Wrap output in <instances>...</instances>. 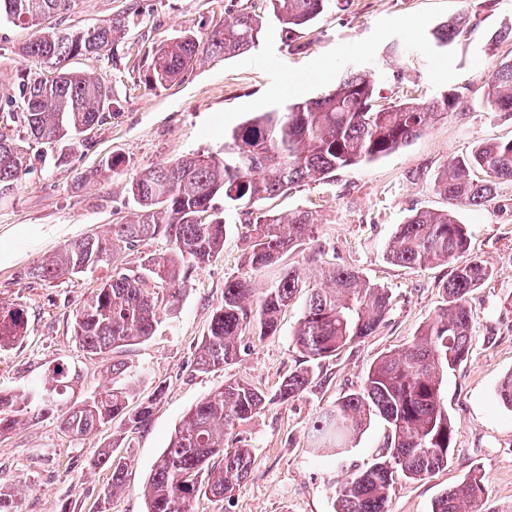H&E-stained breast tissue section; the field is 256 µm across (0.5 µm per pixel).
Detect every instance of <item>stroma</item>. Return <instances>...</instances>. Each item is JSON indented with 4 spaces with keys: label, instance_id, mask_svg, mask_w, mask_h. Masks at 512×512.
Segmentation results:
<instances>
[{
    "label": "stroma",
    "instance_id": "35a3bbf8",
    "mask_svg": "<svg viewBox=\"0 0 512 512\" xmlns=\"http://www.w3.org/2000/svg\"><path fill=\"white\" fill-rule=\"evenodd\" d=\"M246 12L264 22L258 46L226 59L199 58L176 81L146 89L147 55L155 42L186 30L204 37ZM133 13L141 24L126 34L115 55L69 62L71 69L111 81L117 100L111 119L87 131L85 143L64 162L44 145L24 141L33 166L10 192L0 194V304L21 305L28 314L23 342L0 351V389L25 390L48 366L64 362L80 374L75 397L81 400L108 385L104 367L117 358L141 372L139 399L153 397L160 386L166 392L156 399L150 425L140 434L125 432L114 420L76 438L48 417L21 422L0 438V484L20 492L21 512H97L98 495L111 473L92 462L107 450L128 460L125 490L113 498L111 512H146L143 488L149 473L192 407L227 378L271 393L299 367L293 331L306 302L302 292L290 301L278 336L262 342L243 336L234 364L199 373L194 369L197 349L224 298L225 281L239 273L243 215H227L222 252L190 271L177 313L164 317L146 342L110 355L92 356L78 348L74 316L90 291L111 276V267L51 283L31 278L30 268L69 240L132 220L137 210L125 185L141 171L192 152L216 151L225 132L254 113L324 95L348 71L378 64L394 45L402 52L377 86L379 104H427L452 90L460 97L458 106L380 160L260 200L259 208L270 214L285 217L308 210L320 222L306 244L253 278L262 292L291 267L313 277L334 265L354 270L388 288L389 318L373 336L326 360L307 394L271 405L238 427L237 437L255 455L249 477L232 500L203 497L195 508L334 512L337 487L347 472L365 469L382 453L386 427L373 421L338 457L313 453L305 432L322 408L360 384L374 361L410 344L444 303L443 286L453 263L410 269L387 261L385 251L409 216L448 209L465 224L469 253L483 261L489 277L469 295L474 314L469 356L449 371L442 388L454 425L452 459L424 480L396 477L388 510L430 512L435 498L474 467L488 489L483 512L511 506L512 410L502 405L496 389L512 374V183L499 184L483 206L453 208L434 181L475 144L512 139V112L483 106L490 60L512 59V39L491 41L501 26L512 24V0H341L339 9L289 42L282 38L269 0H74L71 11L47 24L73 31ZM463 13L471 17L472 27L448 50H435L432 30ZM35 35V29L0 21V102L16 92L25 69L18 49ZM115 157L122 160L116 171L108 167ZM95 169L98 180L80 184L82 173Z\"/></svg>",
    "mask_w": 512,
    "mask_h": 512
}]
</instances>
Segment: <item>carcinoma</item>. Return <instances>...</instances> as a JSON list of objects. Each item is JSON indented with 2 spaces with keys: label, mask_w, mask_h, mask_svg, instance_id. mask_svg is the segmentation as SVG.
I'll return each instance as SVG.
<instances>
[{
  "label": "carcinoma",
  "mask_w": 512,
  "mask_h": 512,
  "mask_svg": "<svg viewBox=\"0 0 512 512\" xmlns=\"http://www.w3.org/2000/svg\"><path fill=\"white\" fill-rule=\"evenodd\" d=\"M339 0H270L286 39L313 24ZM72 0H0V18L37 26L51 15L70 10ZM462 15L432 31L438 48L448 46L470 25ZM135 18L122 16L82 31H41L23 45L19 56L57 72L50 79L33 73L18 86V100L0 107V123H20L21 130L52 148L58 159L79 144L78 136L112 117L116 99L105 80L71 71L75 57L98 56L112 46ZM264 36L263 22L241 13L206 38L185 31L157 45L145 86L154 89L179 75L198 56L234 57L255 47ZM380 64L352 70L324 96L261 112L224 137L217 153L185 156L172 164L148 168L133 178L128 191L137 205L136 220L112 225L108 236L87 235L64 245L49 260L31 268L40 281H56L110 264L120 252L148 238L162 237L167 249L147 258L135 270L114 272L84 299L74 318V340L89 354L138 345L150 338L162 316L177 311L186 272L213 260L224 248V210L245 215L249 240L241 260L242 273L224 282V300L211 317L195 358L194 371L207 373L227 366L239 354L238 340L249 333L266 340L279 333V315L299 292L308 295L293 332L308 367L288 372L274 392L228 378L213 395L197 403L175 426L169 442L148 477L146 512H194L196 500L213 496L230 500L250 475L252 451L237 439L227 440L241 425L268 406L293 400L314 382L313 364H320L349 345L373 335L391 311L387 289L358 273L332 267L322 282L290 268L258 302L249 272L280 262L306 243L311 211L283 219L254 205L266 196L300 182L323 178L339 169L367 164L409 144L431 121L459 103L444 93L428 105L401 102L377 104ZM485 105L492 112H512V60L501 61L485 74ZM18 109H13V106ZM14 138L0 132V190L8 191L30 167V160L12 159ZM486 174L473 177L474 171ZM512 182V139L475 145L469 155L453 161L435 180V187L456 206L480 207L492 199L496 185ZM464 225L450 211H418L399 225L386 258L406 267L447 262L468 250ZM488 277L485 265L469 260L456 267L445 285L446 303L427 322L411 345L381 356L361 385L345 392L316 416L307 431L308 447L318 455H340L350 437L375 418L389 430L387 452L369 467L349 474L336 490L335 512H388L394 474L421 479L448 467L454 426L441 391L448 371L470 351L472 313L467 295ZM27 332V312L0 309V350L20 343ZM110 385L80 402H71L79 374L65 363L49 370L46 379L14 392L0 390V438L12 432L19 418L55 416L74 437H82L114 419L134 434L149 425L158 390L129 410L137 394V374L124 362L106 366ZM93 465L111 470V482L99 495V512H110L113 495L125 486L128 462L107 453ZM487 486L478 469L446 489L431 512H480ZM0 512H18L15 492L0 485Z\"/></svg>",
  "instance_id": "carcinoma-1"
}]
</instances>
